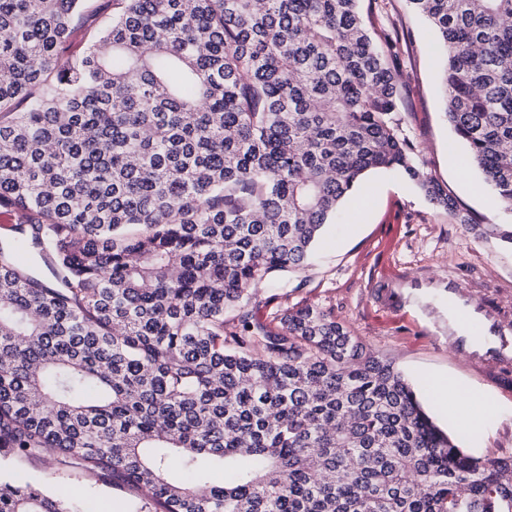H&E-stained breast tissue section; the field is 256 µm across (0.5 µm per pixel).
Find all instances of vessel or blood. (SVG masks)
<instances>
[{
	"mask_svg": "<svg viewBox=\"0 0 512 512\" xmlns=\"http://www.w3.org/2000/svg\"><path fill=\"white\" fill-rule=\"evenodd\" d=\"M412 282L405 275L393 274L375 284L373 296L384 309L398 311L405 307L403 294ZM447 297L452 304L448 315V336L453 349L468 363L487 374H494L512 362V337L503 331L499 312L472 302L464 285L449 279Z\"/></svg>",
	"mask_w": 512,
	"mask_h": 512,
	"instance_id": "b4317fda",
	"label": "vessel or blood"
}]
</instances>
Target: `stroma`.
<instances>
[{
  "label": "stroma",
  "mask_w": 512,
  "mask_h": 512,
  "mask_svg": "<svg viewBox=\"0 0 512 512\" xmlns=\"http://www.w3.org/2000/svg\"><path fill=\"white\" fill-rule=\"evenodd\" d=\"M368 20L400 49L399 117L417 162L473 221L460 223L398 171L371 172L326 226L310 265L292 274L302 287L288 301L331 310L359 342L392 361L417 386L436 423L457 435L469 452L512 457V370L491 377L449 350L448 300L436 291L406 289L408 306L402 312L383 310L369 297L372 282L402 271L411 278L467 276L475 299L495 287L501 291L500 304L512 306V245L499 237L500 226H512V214L494 205L490 187L475 168H459L467 160L466 150L445 117L439 91L443 51L430 26L408 0H384ZM440 378L489 397L490 408L475 410L483 418L480 428L462 433L451 413L437 405L433 393ZM16 480L47 489L63 482L82 488L80 512H124L137 496L136 488L97 483L78 465L50 452L23 460L0 458V481Z\"/></svg>",
  "instance_id": "obj_1"
}]
</instances>
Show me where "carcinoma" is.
I'll list each match as a JSON object with an SVG mask.
<instances>
[{
	"instance_id": "carcinoma-1",
	"label": "carcinoma",
	"mask_w": 512,
	"mask_h": 512,
	"mask_svg": "<svg viewBox=\"0 0 512 512\" xmlns=\"http://www.w3.org/2000/svg\"><path fill=\"white\" fill-rule=\"evenodd\" d=\"M263 2L0 0V456L53 448L140 488L128 512H512V457L460 448L332 312L256 315L367 172L457 212L363 0ZM409 3L512 213V0ZM79 497L0 481V512Z\"/></svg>"
}]
</instances>
